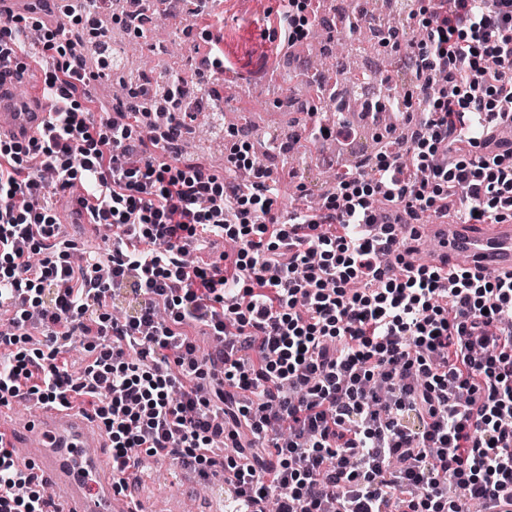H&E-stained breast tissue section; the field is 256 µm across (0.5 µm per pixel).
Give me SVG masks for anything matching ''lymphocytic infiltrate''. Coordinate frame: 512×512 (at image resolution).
<instances>
[{"instance_id": "f902f5d3", "label": "lymphocytic infiltrate", "mask_w": 512, "mask_h": 512, "mask_svg": "<svg viewBox=\"0 0 512 512\" xmlns=\"http://www.w3.org/2000/svg\"><path fill=\"white\" fill-rule=\"evenodd\" d=\"M410 52L405 144L345 172L318 208L275 209L278 179L234 148L223 175L184 163L183 113L146 94L142 123L100 104L65 25L8 15L0 52L41 34L47 134L0 140V403L91 409L112 471L170 457L231 478L226 512H493L512 485V275L389 262L424 213L512 219V0H430ZM250 167L249 184L236 173ZM80 185L112 252L61 238L55 198ZM469 188L460 207L457 185ZM53 253L41 258L45 240ZM233 240L218 259L187 260ZM221 344L207 354L188 329ZM87 336L73 379L63 361ZM288 436L264 448L269 426ZM234 451L215 457L216 442ZM0 447V512H49Z\"/></svg>"}]
</instances>
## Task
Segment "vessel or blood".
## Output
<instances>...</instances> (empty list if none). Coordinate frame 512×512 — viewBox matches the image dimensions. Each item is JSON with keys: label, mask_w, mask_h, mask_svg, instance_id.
Here are the masks:
<instances>
[{"label": "vessel or blood", "mask_w": 512, "mask_h": 512, "mask_svg": "<svg viewBox=\"0 0 512 512\" xmlns=\"http://www.w3.org/2000/svg\"><path fill=\"white\" fill-rule=\"evenodd\" d=\"M27 71L0 62V139L40 138L49 114L41 95L19 98ZM412 250L406 261L422 262L429 241H436L446 261L462 257L480 272L512 273V222L410 224ZM105 430L92 414L77 406L36 404L18 417L0 407V445L21 449L16 465L31 483L52 490L51 512H146L142 502L117 486L112 461L98 454Z\"/></svg>", "instance_id": "vessel-or-blood-1"}]
</instances>
